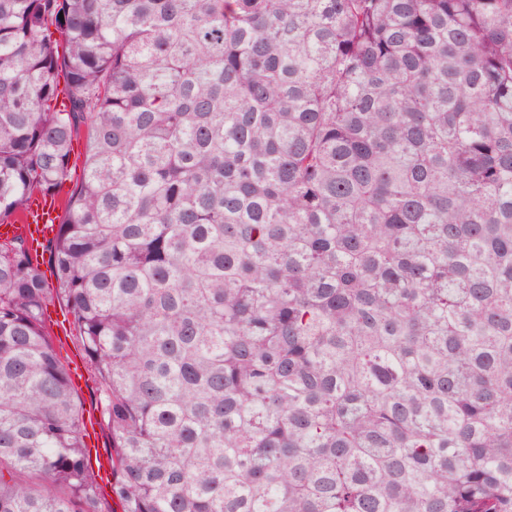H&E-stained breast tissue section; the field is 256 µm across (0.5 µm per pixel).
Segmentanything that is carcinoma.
I'll list each match as a JSON object with an SVG mask.
<instances>
[{
    "mask_svg": "<svg viewBox=\"0 0 512 512\" xmlns=\"http://www.w3.org/2000/svg\"><path fill=\"white\" fill-rule=\"evenodd\" d=\"M0 512H512V0H0ZM61 210L62 202L57 195H36L23 214L0 224V238L22 239L33 259L38 260L46 244L54 238ZM66 336L67 340L59 345L62 347L61 352L64 364H67V362L70 360V357L74 356L79 361H82L85 367V382L82 387H75L74 394L83 406L86 419L89 410H94L99 414V412L96 410L98 398L97 384L94 375L91 372L87 358L83 353L78 333L73 326H70V331Z\"/></svg>",
    "mask_w": 512,
    "mask_h": 512,
    "instance_id": "obj_1",
    "label": "carcinoma"
}]
</instances>
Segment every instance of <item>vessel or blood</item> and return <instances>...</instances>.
I'll use <instances>...</instances> for the list:
<instances>
[{
  "mask_svg": "<svg viewBox=\"0 0 512 512\" xmlns=\"http://www.w3.org/2000/svg\"><path fill=\"white\" fill-rule=\"evenodd\" d=\"M62 202L51 195L34 196L28 209L17 218L0 224V238L22 239L32 257H40L46 244L53 239L60 219Z\"/></svg>",
  "mask_w": 512,
  "mask_h": 512,
  "instance_id": "vessel-or-blood-1",
  "label": "vessel or blood"
}]
</instances>
